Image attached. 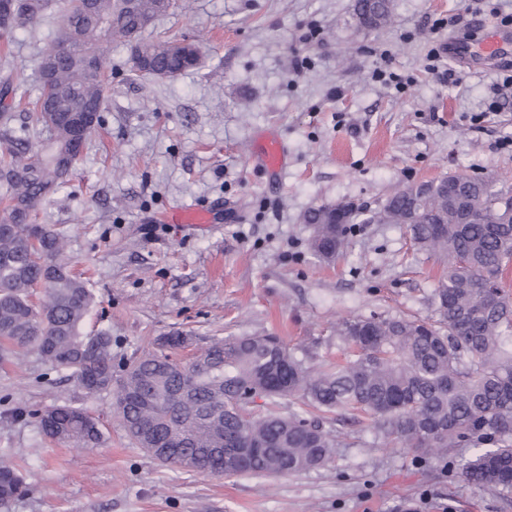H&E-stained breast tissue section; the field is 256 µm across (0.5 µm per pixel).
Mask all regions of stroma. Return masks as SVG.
<instances>
[{
  "instance_id": "stroma-1",
  "label": "stroma",
  "mask_w": 512,
  "mask_h": 512,
  "mask_svg": "<svg viewBox=\"0 0 512 512\" xmlns=\"http://www.w3.org/2000/svg\"><path fill=\"white\" fill-rule=\"evenodd\" d=\"M355 0H178L148 37L201 41L199 65L170 78L135 74L128 43L106 45V110L66 185L38 223L66 243L97 305L88 333L112 338L115 368L175 332L213 338L280 336L304 366L341 358L339 326L371 315H434L442 263L404 225L375 215L404 187L452 174L512 190V99L497 100L502 71L436 80L431 49L466 33L472 12L489 24L512 0H393L389 21L362 27ZM58 33L45 15L0 39V85L27 117L39 62ZM383 65L401 84L373 78ZM273 133L288 147L276 185L251 162ZM223 201L206 227L163 224L165 210ZM353 202L361 210L326 261L310 249L303 217ZM70 404L99 417L103 440L72 448L47 437L39 416ZM334 462L298 475L187 473L128 438L108 392L88 393L37 353L0 357V459L26 476L6 512H512V493L465 480L461 459L436 470L364 416L326 414Z\"/></svg>"
}]
</instances>
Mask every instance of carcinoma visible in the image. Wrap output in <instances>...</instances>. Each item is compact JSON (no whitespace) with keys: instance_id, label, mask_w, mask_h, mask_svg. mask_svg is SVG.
Here are the masks:
<instances>
[{"instance_id":"cac0c4a2","label":"carcinoma","mask_w":512,"mask_h":512,"mask_svg":"<svg viewBox=\"0 0 512 512\" xmlns=\"http://www.w3.org/2000/svg\"><path fill=\"white\" fill-rule=\"evenodd\" d=\"M50 0H19L11 30L25 27ZM58 36L42 60L52 63L29 118L50 139L30 146L0 124V198L9 222L0 224V343L4 351H36L70 372L90 393L113 392L127 435L140 448H165L160 459L214 476L243 473L292 475L328 465L337 441L315 417L269 412L254 417L256 395L297 398L322 413L352 411L401 444L437 464L465 443L492 448L460 464L471 483L512 491V300L501 287L512 261V223H498L509 192L489 179L453 174L432 182L415 201L407 187L378 212L402 224L414 245L438 254L445 269L433 291L437 320L404 316L358 317L339 335L352 348L343 364L310 373L277 336L215 338L188 364L169 351L180 335L112 371V338L82 333L94 304L86 282L63 256L62 239L47 224H32L72 174L68 130L55 114L105 111L103 45L134 44V71L174 74L195 68L200 49L176 39H147L144 20L167 13L175 0H57ZM359 15L387 22L391 0H356ZM308 211L317 227L312 250L332 260L343 247L358 208L340 203ZM43 296L34 302L35 289ZM43 432L74 448L102 439L86 410L58 405L40 416ZM26 485L12 463L0 460V508Z\"/></svg>"}]
</instances>
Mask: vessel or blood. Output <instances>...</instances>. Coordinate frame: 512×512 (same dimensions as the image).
<instances>
[{"label":"vessel or blood","mask_w":512,"mask_h":512,"mask_svg":"<svg viewBox=\"0 0 512 512\" xmlns=\"http://www.w3.org/2000/svg\"><path fill=\"white\" fill-rule=\"evenodd\" d=\"M449 58L469 70H488L512 60V27L495 25L480 28L476 38L449 37L446 45ZM286 149L274 135L261 137L252 154L253 162L269 175H278L286 163ZM212 213L202 207H185L169 211L164 220L169 224L198 227L209 223Z\"/></svg>","instance_id":"obj_1"}]
</instances>
